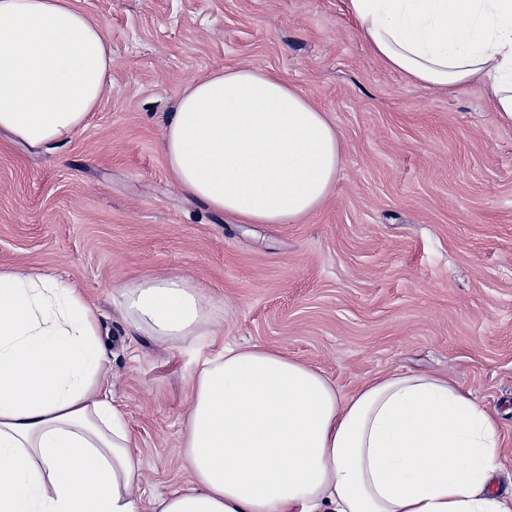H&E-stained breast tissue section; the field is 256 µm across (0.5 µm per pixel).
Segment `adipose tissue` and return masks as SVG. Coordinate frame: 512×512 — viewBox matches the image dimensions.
I'll list each match as a JSON object with an SVG mask.
<instances>
[{
	"label": "adipose tissue",
	"mask_w": 512,
	"mask_h": 512,
	"mask_svg": "<svg viewBox=\"0 0 512 512\" xmlns=\"http://www.w3.org/2000/svg\"><path fill=\"white\" fill-rule=\"evenodd\" d=\"M374 55L411 83L477 82L512 126V0H345ZM104 27L71 0H0V131L36 147L71 137L107 84ZM181 188L241 224L319 209L343 138L269 73L186 84L161 140ZM127 319L162 342L195 335L212 300L179 274L121 287ZM106 343L70 284L0 270V512H141L122 411L101 398ZM184 486L152 512H512L492 491L495 416L446 375L390 372L350 394L309 364L225 347L193 383Z\"/></svg>",
	"instance_id": "1"
}]
</instances>
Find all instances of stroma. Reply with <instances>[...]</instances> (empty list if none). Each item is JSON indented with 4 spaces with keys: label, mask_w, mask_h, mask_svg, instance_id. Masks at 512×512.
Returning a JSON list of instances; mask_svg holds the SVG:
<instances>
[{
    "label": "stroma",
    "mask_w": 512,
    "mask_h": 512,
    "mask_svg": "<svg viewBox=\"0 0 512 512\" xmlns=\"http://www.w3.org/2000/svg\"><path fill=\"white\" fill-rule=\"evenodd\" d=\"M107 31V91L69 139L0 135V269L75 285L110 334L101 388L125 415L143 504L187 479L191 380L225 344L281 351L350 393L375 375H451L499 421L512 486V127L478 84L415 85L377 59L344 0H72ZM254 67L342 135L327 202L239 224L186 194L161 150L186 83ZM188 277L220 314L162 344L116 289Z\"/></svg>",
    "instance_id": "1"
}]
</instances>
